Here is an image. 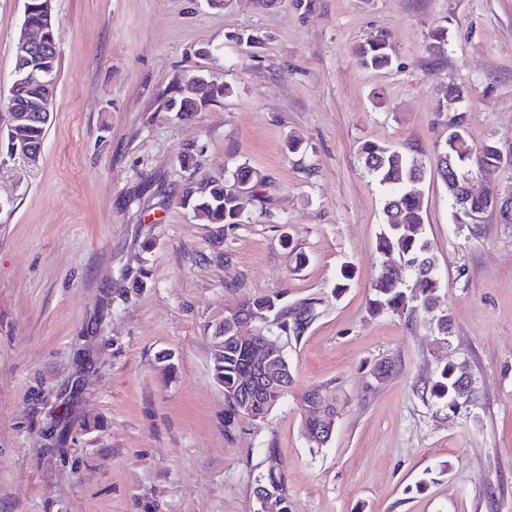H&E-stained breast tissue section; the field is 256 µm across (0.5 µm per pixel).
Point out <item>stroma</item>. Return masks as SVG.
<instances>
[{
    "mask_svg": "<svg viewBox=\"0 0 512 512\" xmlns=\"http://www.w3.org/2000/svg\"><path fill=\"white\" fill-rule=\"evenodd\" d=\"M24 11L0 0V114ZM53 24L40 160L0 150V512H255L269 448L290 512H512V224L458 228L428 176L449 342L426 313L371 315L385 189L358 155L370 140L433 164L442 84L470 88L474 141L512 139V0H53ZM380 32L393 64L364 68L353 50ZM196 72L232 94L161 110ZM244 161L267 178L249 223L182 207L188 175ZM273 292L316 301L281 339L294 390L263 422L227 420L215 330ZM447 360L473 378L453 412L423 391ZM329 381L341 414L312 448L299 397Z\"/></svg>",
    "mask_w": 512,
    "mask_h": 512,
    "instance_id": "1",
    "label": "stroma"
}]
</instances>
